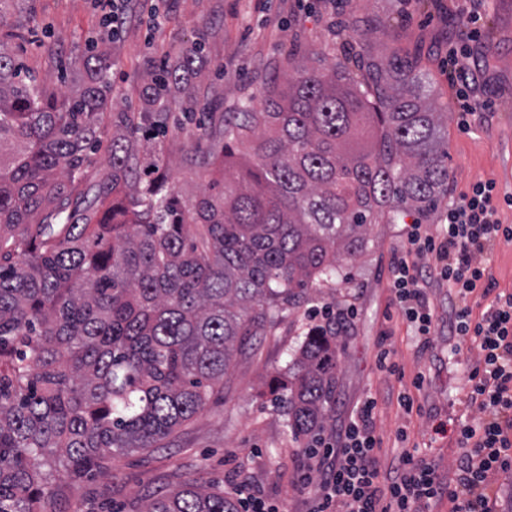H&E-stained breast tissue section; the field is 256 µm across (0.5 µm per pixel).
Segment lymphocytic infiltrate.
I'll list each match as a JSON object with an SVG mask.
<instances>
[{
	"label": "lymphocytic infiltrate",
	"mask_w": 512,
	"mask_h": 512,
	"mask_svg": "<svg viewBox=\"0 0 512 512\" xmlns=\"http://www.w3.org/2000/svg\"><path fill=\"white\" fill-rule=\"evenodd\" d=\"M512 195L498 197L494 180H479L451 195L436 224L407 225L403 251L392 268L391 303L414 327L422 348L439 317L429 290L448 291V333L454 350L469 347L476 358L467 375L475 421L439 422L438 434H454L456 465L441 475L435 460L404 448L382 461L374 420L377 400L359 402L335 440L307 452L295 482L310 494V512H427L447 497L451 512H500L495 475L512 471V292H499L488 256L499 243H512V225L500 218ZM489 298L477 311L472 297Z\"/></svg>",
	"instance_id": "f902f5d3"
}]
</instances>
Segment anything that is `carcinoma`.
I'll use <instances>...</instances> for the list:
<instances>
[{"label":"carcinoma","mask_w":512,"mask_h":512,"mask_svg":"<svg viewBox=\"0 0 512 512\" xmlns=\"http://www.w3.org/2000/svg\"><path fill=\"white\" fill-rule=\"evenodd\" d=\"M0 32V512H56L51 487L112 458L161 448L205 408L247 343L346 277L369 226L422 223L448 185L444 113L417 54L373 57L364 34L349 59L329 45L288 49L264 109L201 128L190 162L208 170L224 138V188L182 205L164 175L140 186L137 129L118 126L111 171L93 183L112 87L111 43L93 44L76 90L57 97ZM197 46L151 71L140 120L164 125L165 92L196 75ZM313 54L327 62L307 65ZM344 344L336 320L305 336L275 379L297 440L321 436ZM142 512H239L195 480Z\"/></svg>","instance_id":"obj_1"}]
</instances>
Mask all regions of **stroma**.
Segmentation results:
<instances>
[{
  "instance_id": "obj_1",
  "label": "stroma",
  "mask_w": 512,
  "mask_h": 512,
  "mask_svg": "<svg viewBox=\"0 0 512 512\" xmlns=\"http://www.w3.org/2000/svg\"><path fill=\"white\" fill-rule=\"evenodd\" d=\"M130 7L133 18L116 32L107 25L99 0H23L19 6L6 0L0 7L7 26L33 31V40L16 43L15 50L59 93L74 88L80 77L74 59L89 44L111 40L112 95L100 124L102 145L89 153L91 180H98L108 167L106 145L119 117L135 119L142 112L145 74L157 69L161 59L197 43L202 46L201 76L172 89L165 132L140 152L146 164L156 155L163 159L169 187L185 199L195 198L209 183L188 160L198 134L184 117L190 104L210 108V125L219 124L224 113L236 111L247 99L262 108L270 68L282 65L286 51L297 42L315 50L366 29L374 55H385L392 40L416 50L431 100L442 112L455 115L459 102L449 78L448 45L458 36L452 23L476 9L482 15L481 34L466 45L477 66L475 96L491 102L492 108L477 113L469 131L449 123L448 169L458 190L492 179L499 193H512V120L502 114L503 105L512 104V0H132ZM154 10L162 23L152 28L144 17ZM384 27L390 37L381 35ZM403 234L399 224L371 225L366 249L345 264L347 279H336L316 299L320 306L358 309L353 325L341 333L345 346L326 433L336 434L360 400L377 396L375 429L383 452L418 446L445 473L454 468L459 450L453 435L435 434L433 427L464 414L466 372L475 355L467 350L452 355L444 326L437 328L431 349L421 351L414 329L392 306L389 274L401 253ZM315 325L307 307L286 313L254 341L246 356L237 358L223 389L166 447L113 458L106 472L89 474L73 485H55L60 512H139L144 500L192 479L228 496L246 480L255 493L284 503L288 512H308L307 496L293 489L305 449L293 439L270 383L285 371ZM384 333L390 336L400 375L375 366L376 343ZM418 373L425 381L417 390L411 381ZM403 391L411 393L420 413L402 415L397 396ZM402 431L408 435L404 443L398 438Z\"/></svg>"
}]
</instances>
